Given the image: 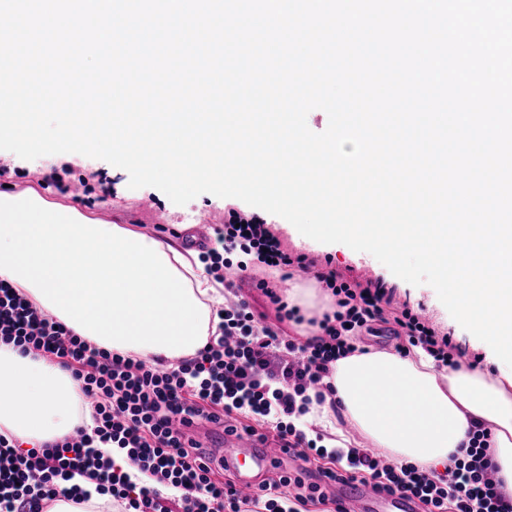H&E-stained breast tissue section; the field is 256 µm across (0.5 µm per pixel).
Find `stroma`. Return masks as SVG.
Here are the masks:
<instances>
[{"label": "stroma", "mask_w": 512, "mask_h": 512, "mask_svg": "<svg viewBox=\"0 0 512 512\" xmlns=\"http://www.w3.org/2000/svg\"><path fill=\"white\" fill-rule=\"evenodd\" d=\"M0 167L19 171L26 177L36 174L43 178L48 177L53 170L68 169L71 180H82L94 187L105 185V192L98 195L99 202L110 205L113 212L121 214L127 228L143 233H155V216L161 212L167 218L169 231L173 232L175 239L181 241L185 240L186 227L190 224L195 225L200 241H208L214 235V225L227 219L229 209L243 211L247 208L246 203L241 200H234L233 204L228 206L222 198L211 194L199 195L188 204L178 206L156 188H129V175L124 169L81 154H54L27 161L12 152L0 150ZM265 219L277 227L279 235L290 249L305 253L309 258L316 260L318 268L326 271L335 270L350 280L377 278L394 287L396 302L408 304L414 309H422L439 333L450 336L453 345L458 347L462 356L476 363L483 362L484 352L473 335L451 317L430 285H411L392 274L371 254L354 251L341 243L318 242L306 245L294 229L282 227L281 217L269 213ZM261 279L272 288L279 282L273 271H256L253 278L239 282L236 290L238 297L250 303L257 319L271 325L281 324L286 334L298 335V322L293 319L278 321L276 304L256 288V281Z\"/></svg>", "instance_id": "stroma-1"}]
</instances>
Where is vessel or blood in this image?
I'll return each mask as SVG.
<instances>
[{"instance_id": "obj_1", "label": "vessel or blood", "mask_w": 512, "mask_h": 512, "mask_svg": "<svg viewBox=\"0 0 512 512\" xmlns=\"http://www.w3.org/2000/svg\"><path fill=\"white\" fill-rule=\"evenodd\" d=\"M219 444L225 465H238L243 454L251 456V473L236 476V487L245 496L256 493L260 487L258 474L266 472L274 460L287 455L280 444L260 443L257 436L240 431L222 436ZM346 512H413L412 502L398 494L378 493L364 484H340L336 494Z\"/></svg>"}]
</instances>
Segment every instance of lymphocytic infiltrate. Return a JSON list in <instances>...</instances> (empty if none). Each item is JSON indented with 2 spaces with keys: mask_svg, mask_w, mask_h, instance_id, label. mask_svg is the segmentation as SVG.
<instances>
[{
  "mask_svg": "<svg viewBox=\"0 0 512 512\" xmlns=\"http://www.w3.org/2000/svg\"><path fill=\"white\" fill-rule=\"evenodd\" d=\"M234 250L244 253V261L228 259ZM207 258L208 273L221 281L234 267L305 271L313 265L290 251L263 219L234 210L216 228ZM320 279L336 306L320 320V336L299 341L280 327L258 325L246 302H230L218 312L215 334L172 368L161 359L124 356L88 341L0 280V342L70 371L92 418L91 425L28 450L0 434V512H49L60 497L87 501L91 493L72 483L77 475L95 481L96 493L122 501L124 512H288L291 500L329 504L328 488L348 481L400 493L423 512H512V498L498 488L489 434L482 429L474 431L466 457L442 472L388 464L354 442L346 451L347 466L309 470L310 462L325 461L329 453L320 432L302 430L297 422L311 402H323L331 365L348 355L354 332L390 320L403 339L398 353L420 346L439 365L454 362L451 339L410 308H395L394 288L379 280L351 281L332 270ZM179 421L220 423L228 434L274 432L299 466L262 483L256 496L240 497L232 482L213 480L205 448L175 431ZM102 444L124 451L152 485H136L116 469L99 452ZM165 487L174 493L169 505L163 502Z\"/></svg>",
  "mask_w": 512,
  "mask_h": 512,
  "instance_id": "lymphocytic-infiltrate-1",
  "label": "lymphocytic infiltrate"
}]
</instances>
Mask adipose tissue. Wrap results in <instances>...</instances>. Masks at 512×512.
<instances>
[{
    "mask_svg": "<svg viewBox=\"0 0 512 512\" xmlns=\"http://www.w3.org/2000/svg\"><path fill=\"white\" fill-rule=\"evenodd\" d=\"M0 280L79 335L122 355L174 361L201 348L224 288L172 238L125 228L119 216L42 179L0 186ZM324 419L341 413L376 447L421 469L463 456L475 427L512 497V382L466 361L437 369L424 350L354 352L331 366ZM69 371L0 345V433L50 443L89 421Z\"/></svg>",
    "mask_w": 512,
    "mask_h": 512,
    "instance_id": "adipose-tissue-1",
    "label": "adipose tissue"
}]
</instances>
